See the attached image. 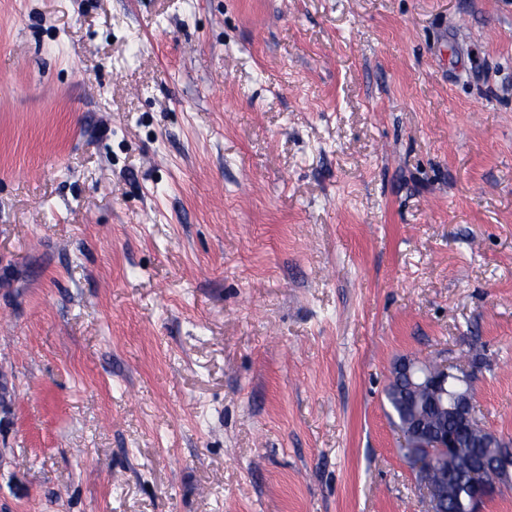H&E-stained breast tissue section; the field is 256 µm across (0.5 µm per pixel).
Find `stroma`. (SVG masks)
I'll return each mask as SVG.
<instances>
[{
    "instance_id": "1",
    "label": "stroma",
    "mask_w": 512,
    "mask_h": 512,
    "mask_svg": "<svg viewBox=\"0 0 512 512\" xmlns=\"http://www.w3.org/2000/svg\"><path fill=\"white\" fill-rule=\"evenodd\" d=\"M475 355L512 441V0H0V512H424ZM398 371L408 380L411 387L426 388L438 404L451 405L453 410L466 415L475 403L474 380L478 371L476 365L423 364L403 360ZM385 397L391 409V418L401 426L408 424L415 413L427 414L430 418H437L438 421L441 419L440 415L427 410L428 397L425 392L420 391L415 397H411V394L405 392L403 384H400L397 379L390 380ZM443 428L451 432L431 435L429 439L416 438L417 435L405 434L401 428V448L403 458L409 462V448H411V468L416 470L417 481L423 490L427 502L428 512H443L448 496V464L458 453L456 442L460 448H468L469 439H476L478 435L469 433L467 427L459 420L448 416L444 419ZM456 440V441H455ZM413 448H423L424 454H416ZM447 475V478H446Z\"/></svg>"
}]
</instances>
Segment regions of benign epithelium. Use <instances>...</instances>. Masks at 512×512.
Here are the masks:
<instances>
[{
  "label": "benign epithelium",
  "mask_w": 512,
  "mask_h": 512,
  "mask_svg": "<svg viewBox=\"0 0 512 512\" xmlns=\"http://www.w3.org/2000/svg\"><path fill=\"white\" fill-rule=\"evenodd\" d=\"M398 371L413 387L419 386L432 393L439 404L451 405L452 409L465 413L475 403L474 380L478 367L475 365L423 364L413 360H404L397 366ZM401 445L407 448H422L424 453L410 455V466L417 473V481L423 490L428 512H444L448 495V464L458 453L455 439L446 434L432 435L428 439H419L416 435L401 434ZM492 441L499 444V453L491 462L498 475L497 488L509 486L512 479V444L496 434ZM483 472L474 471L470 476V498L468 512H479V505L485 499L488 487L482 478Z\"/></svg>",
  "instance_id": "benign-epithelium-1"
}]
</instances>
